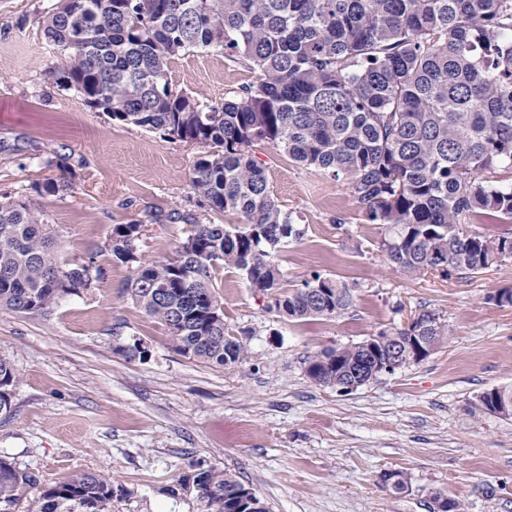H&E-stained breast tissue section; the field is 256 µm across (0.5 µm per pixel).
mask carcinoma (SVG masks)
<instances>
[{"mask_svg": "<svg viewBox=\"0 0 512 512\" xmlns=\"http://www.w3.org/2000/svg\"><path fill=\"white\" fill-rule=\"evenodd\" d=\"M64 56L62 80L110 120L205 147L194 162L195 209L148 212L116 224L107 250L130 266L126 292L161 322L172 349L225 368L249 359L224 325L214 270L241 271L290 321L335 318L354 301L347 282L314 273L285 290L276 252L301 238L252 153L266 143L302 167L346 182L368 220L392 235L383 247L405 274L468 276L512 255V235L485 236L471 217L512 221V0H60L44 20ZM217 50L256 72L222 104L173 88L169 63L182 51ZM68 171L0 196V308L47 313L85 280L95 257L61 265L58 233L32 195L73 192ZM237 214V225L204 224L196 210ZM187 224L176 258L143 264L145 224ZM452 271L438 268L435 257ZM421 334L447 339L426 311L387 344ZM364 356V343L328 348L307 361L319 385ZM12 366L0 359V414L11 413ZM203 512H268L251 488L223 470L181 478ZM37 477L0 458V512H12ZM36 512H112L107 477L78 472L39 490Z\"/></svg>", "mask_w": 512, "mask_h": 512, "instance_id": "1", "label": "carcinoma"}]
</instances>
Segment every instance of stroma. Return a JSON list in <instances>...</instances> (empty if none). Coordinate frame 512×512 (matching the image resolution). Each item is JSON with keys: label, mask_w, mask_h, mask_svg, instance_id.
Wrapping results in <instances>:
<instances>
[{"label": "stroma", "mask_w": 512, "mask_h": 512, "mask_svg": "<svg viewBox=\"0 0 512 512\" xmlns=\"http://www.w3.org/2000/svg\"><path fill=\"white\" fill-rule=\"evenodd\" d=\"M57 0H0V193L57 176L72 194L45 196L66 265L95 257L93 288L46 314L0 308V359L15 373L13 413L0 417V456L44 484L78 471L104 474L112 512H201L179 478L216 468L249 485L269 512H434L436 496L461 512H512V417L480 395L512 386V257L467 278L393 269L389 231L370 222L343 180L305 169L258 144L271 190L302 230L277 253L288 285L318 272L348 282L346 314L288 322L239 271L214 272L224 323L249 360L224 368L173 351L167 331L133 305L126 264L106 245L116 224L187 207L198 145L112 122L58 80L61 55L43 20ZM176 89L223 103L253 81L220 52L171 63ZM189 227L145 225L141 262L174 257ZM430 311L448 338L425 360L340 393L306 375L308 356L407 326ZM401 473L397 492L382 476Z\"/></svg>", "instance_id": "1"}]
</instances>
